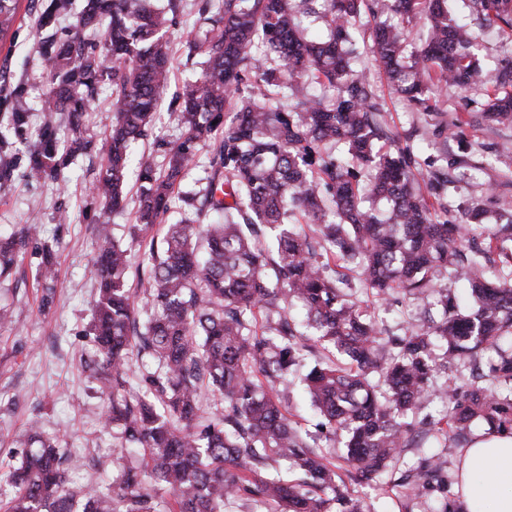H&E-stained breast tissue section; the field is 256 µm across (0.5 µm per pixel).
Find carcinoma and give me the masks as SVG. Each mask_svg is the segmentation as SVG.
Instances as JSON below:
<instances>
[{"instance_id": "1", "label": "carcinoma", "mask_w": 512, "mask_h": 512, "mask_svg": "<svg viewBox=\"0 0 512 512\" xmlns=\"http://www.w3.org/2000/svg\"><path fill=\"white\" fill-rule=\"evenodd\" d=\"M449 0H205V29L185 42L204 57L201 75L174 99L184 129L165 146L163 164L139 162V207L128 244L95 220L102 246L91 264L97 282L87 336L94 359L83 370L98 382L112 446L139 448L147 459L126 463L107 491L72 487V460L57 440L33 426L9 477L16 491L0 512H227L238 501L265 512H368L347 482L371 480L407 448L433 436L472 437L481 422L512 434V202L497 200L506 224L487 223L478 202L450 213L448 180L428 179L409 147H377L381 106L353 64L351 31L373 22L371 52L393 90L424 112L447 87H486L480 112L512 123V65L489 70L473 29L458 22ZM483 24L512 27V0H468ZM150 0H47L38 25L47 31L50 116L30 140L25 88L9 97L0 128V189L24 177L65 181L64 171L91 155L82 117L102 85H112L107 160L91 182L106 213L124 211L130 144L147 136L152 112L172 76L166 13ZM18 0H0V33L9 31ZM73 17L60 43L51 29ZM422 20V43L405 62L406 25ZM264 46V64L251 56ZM300 80L320 87L299 98ZM68 129L60 137L58 125ZM347 144L338 159L327 145ZM207 149L206 185L183 191L189 165ZM182 202L169 218L173 198ZM317 226L312 249L298 216ZM24 224L0 239V277L31 256L34 284L52 302L58 256ZM354 264L359 288L381 299L436 295L440 314L387 340L332 274L329 260ZM135 270L142 297L128 285ZM468 283L474 306L459 310L434 273ZM306 311L305 330L290 315ZM302 377L322 417L325 439L342 445L345 476L304 433L276 393L306 357ZM151 361L129 381L133 362ZM468 376L453 372L457 363ZM446 416L411 428L433 398ZM285 461L295 478L270 475ZM448 482L444 457L420 459L400 486L407 498ZM164 490L165 499L158 495Z\"/></svg>"}]
</instances>
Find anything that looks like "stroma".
I'll return each mask as SVG.
<instances>
[{
    "label": "stroma",
    "instance_id": "1",
    "mask_svg": "<svg viewBox=\"0 0 512 512\" xmlns=\"http://www.w3.org/2000/svg\"><path fill=\"white\" fill-rule=\"evenodd\" d=\"M41 2L20 0L14 29L0 37V114L6 110L10 86L21 83L37 125L44 119L40 104L50 88L47 66L37 49L43 36L37 24ZM354 43L355 67L368 75L384 109L383 147H414L424 173L447 175L451 204L472 199L488 204L503 195L512 197V154L498 150L501 142H512V126L492 122L476 107L464 106L451 89L440 97L437 111H419L388 86L362 37H355ZM458 121L464 142L444 140L439 126ZM88 167L87 159H78L65 171L63 188L19 179L10 190L0 191V236L37 220L44 226V238L54 242L60 261L54 302L47 308L41 304V289L17 287L13 275L0 278V305L13 307L16 316L14 328H0V469L7 471L18 463L20 442L35 424L46 434L59 435L61 452L83 460V467L69 472L71 486L104 489L118 474L112 462V436L103 426V401L96 383L79 365L80 358L93 351L86 331L96 285L88 268L100 246L80 212L92 178ZM62 208L72 211L73 222L60 232L54 218ZM362 307L388 335L400 336L408 323L423 321L430 304L397 296L366 300ZM433 452L430 446L407 449L390 471L356 485L370 512H440L445 497L441 489L409 501L393 485L394 478L419 457Z\"/></svg>",
    "mask_w": 512,
    "mask_h": 512
}]
</instances>
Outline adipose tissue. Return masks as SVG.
Listing matches in <instances>:
<instances>
[{"instance_id":"1","label":"adipose tissue","mask_w":512,"mask_h":512,"mask_svg":"<svg viewBox=\"0 0 512 512\" xmlns=\"http://www.w3.org/2000/svg\"><path fill=\"white\" fill-rule=\"evenodd\" d=\"M459 496L466 512H512V435L483 430L463 449Z\"/></svg>"}]
</instances>
